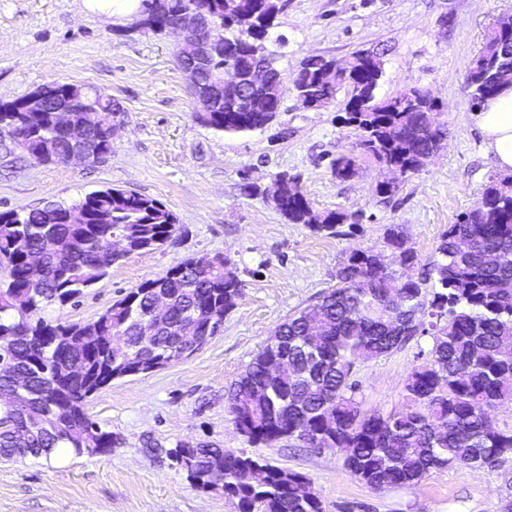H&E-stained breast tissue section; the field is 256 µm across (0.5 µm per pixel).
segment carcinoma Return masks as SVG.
Returning <instances> with one entry per match:
<instances>
[{"label":"carcinoma","instance_id":"cac0c4a2","mask_svg":"<svg viewBox=\"0 0 512 512\" xmlns=\"http://www.w3.org/2000/svg\"><path fill=\"white\" fill-rule=\"evenodd\" d=\"M237 14L224 13V0H169L168 15L149 13L141 0V18L153 33L172 38L181 13L206 12L215 30L227 29V56L202 60V80L223 78L224 61L241 70L259 58L272 77L247 88L255 110L240 112L222 95L200 116L225 134H247L268 127L282 112L281 72L264 43L284 4L279 0H241ZM512 45V23L499 19L471 60L467 86L472 105L481 107L503 89L493 67L512 69V57L497 52ZM336 65V79L324 77ZM380 58L356 51L335 61L322 55L304 60L295 73L301 96L323 107L347 92L342 122L359 137L363 153L400 177L425 166L444 134L440 106L429 101L404 106L396 96L381 97ZM40 101L25 110L26 95L0 104V140L5 155L38 153L58 162L76 151L92 161L112 152V120L117 112L106 95L71 82L52 81L37 88ZM85 101L98 122L75 142L56 126V110L69 99ZM356 160L339 157L332 169L339 179L353 176ZM290 224L316 233L337 234L352 215L320 213L299 181L278 175ZM82 218L70 220L71 211ZM177 229V217L159 200L135 191L107 187L74 204L49 202L29 211L0 212V392H17L0 409V460L51 458L58 448L75 456L112 452L119 444L85 412L89 398L130 368L119 348L136 353L147 370L180 361L169 355L184 323L210 329L216 336L224 316L242 298L243 284L230 260L219 255L192 257L156 279L132 289L87 323H52L41 316L47 305L61 307L81 297L121 261L112 238L128 251L163 246ZM391 254L358 249L336 267V287L291 314L278 327L277 353L292 370L272 376L264 345L229 390L233 422L252 443L317 439L327 449L347 452L344 466L352 477L376 490L419 483L431 471L452 465L480 468L512 457V429L500 430L489 412L512 402V175H495L478 203L448 225L436 258L416 279L403 280L394 262L410 267L417 255L402 225L385 230ZM168 304L167 320L155 331L154 345L140 346L139 319L155 298ZM431 338L424 363L409 372L407 407L386 415L367 413L355 399L357 363ZM332 409L335 425L324 420ZM201 488L221 484L236 512H324L317 494L309 495L305 474L204 442H179L167 451ZM255 467L266 471L261 483L250 479Z\"/></svg>","mask_w":512,"mask_h":512}]
</instances>
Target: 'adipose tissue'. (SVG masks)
<instances>
[{
  "label": "adipose tissue",
  "mask_w": 512,
  "mask_h": 512,
  "mask_svg": "<svg viewBox=\"0 0 512 512\" xmlns=\"http://www.w3.org/2000/svg\"><path fill=\"white\" fill-rule=\"evenodd\" d=\"M475 126L498 169L512 174V85L478 109Z\"/></svg>",
  "instance_id": "adipose-tissue-1"
}]
</instances>
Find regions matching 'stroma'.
<instances>
[{"label": "stroma", "mask_w": 512, "mask_h": 512, "mask_svg": "<svg viewBox=\"0 0 512 512\" xmlns=\"http://www.w3.org/2000/svg\"><path fill=\"white\" fill-rule=\"evenodd\" d=\"M265 45L284 76L311 55L338 60L367 49L380 55L379 93L408 86L440 104L447 135L438 153L382 201V170L362 156L336 104L307 109L286 91L271 127L227 135L201 123L171 39L92 8L90 0H0V103L53 80L110 95L120 129L97 163L43 164L0 154V211L72 204L109 186L162 201L177 230L153 251L121 260L77 303L51 305L52 322L96 320L115 300L188 258L221 255L234 263L244 295L224 326L187 359L113 380L87 404L92 420L120 440L111 453L50 461L0 462V512H235L223 491L204 490L173 464L176 442L204 441L304 473L325 512H500L512 485V458L473 469L432 471L419 484L376 491L345 469L342 453L296 441L255 444L236 429L228 390L277 327L334 288V273L355 249L384 248L388 225H402L419 265L434 258L441 233L473 208L497 169L473 123L467 66L487 29L512 14V0H283ZM356 160L348 179L330 162ZM298 177L321 212L358 217L325 237L288 223L273 203L244 196L253 182ZM429 337L358 364L356 397L368 412L405 405L404 381L422 363Z\"/></svg>", "instance_id": "stroma-1"}]
</instances>
